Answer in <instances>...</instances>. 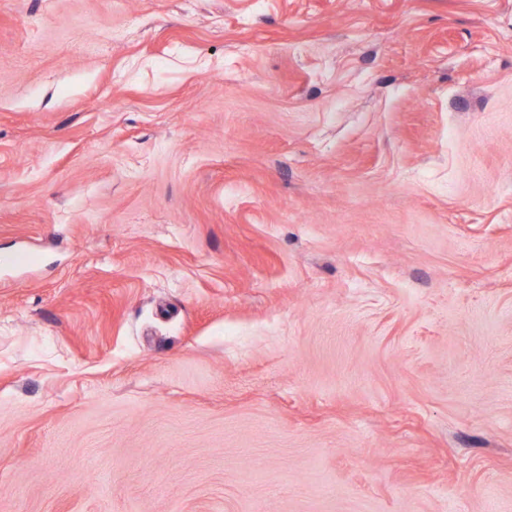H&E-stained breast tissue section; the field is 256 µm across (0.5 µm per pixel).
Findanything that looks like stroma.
<instances>
[{"mask_svg": "<svg viewBox=\"0 0 512 512\" xmlns=\"http://www.w3.org/2000/svg\"><path fill=\"white\" fill-rule=\"evenodd\" d=\"M0 512H512V0H0Z\"/></svg>", "mask_w": 512, "mask_h": 512, "instance_id": "35a3bbf8", "label": "stroma"}]
</instances>
